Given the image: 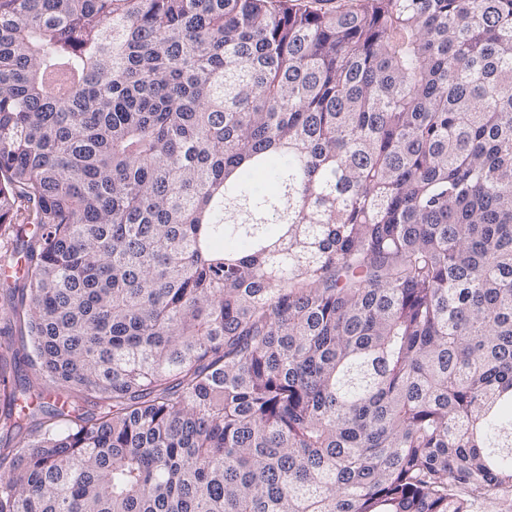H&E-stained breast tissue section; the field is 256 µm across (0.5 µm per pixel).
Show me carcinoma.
<instances>
[{
  "instance_id": "carcinoma-1",
  "label": "carcinoma",
  "mask_w": 512,
  "mask_h": 512,
  "mask_svg": "<svg viewBox=\"0 0 512 512\" xmlns=\"http://www.w3.org/2000/svg\"><path fill=\"white\" fill-rule=\"evenodd\" d=\"M0 230V512H512V0H0ZM22 275L21 262L14 263L11 266V272L7 275H2L0 284H12L15 280ZM1 288L0 286V356L6 357L9 361L13 349L20 347V336L18 333L9 329V320L11 312L12 299L8 288Z\"/></svg>"
}]
</instances>
